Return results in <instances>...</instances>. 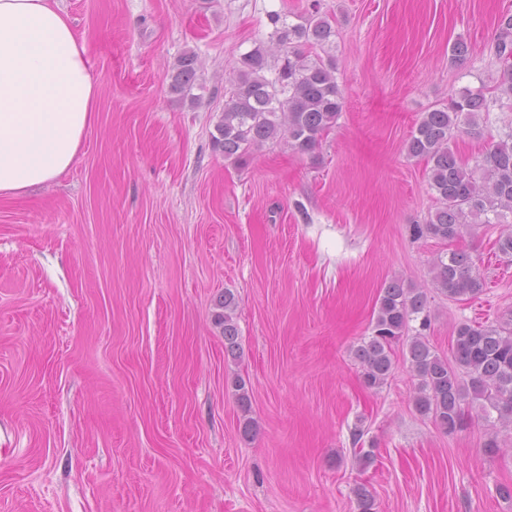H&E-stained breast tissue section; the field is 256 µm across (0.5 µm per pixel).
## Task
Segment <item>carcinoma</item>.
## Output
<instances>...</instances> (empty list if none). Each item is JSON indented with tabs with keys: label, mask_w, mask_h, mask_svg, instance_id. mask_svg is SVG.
<instances>
[{
	"label": "carcinoma",
	"mask_w": 512,
	"mask_h": 512,
	"mask_svg": "<svg viewBox=\"0 0 512 512\" xmlns=\"http://www.w3.org/2000/svg\"><path fill=\"white\" fill-rule=\"evenodd\" d=\"M274 36L287 48L274 79L264 75L267 52L257 45L242 54L236 81L224 103L212 146L235 163L246 161L266 143L288 136L298 153L309 154L336 125L344 97L336 81V63L312 59L307 51L336 35L330 17L320 13L318 0L289 24L277 13L269 15ZM494 53L505 66L503 92L512 96V15L501 18ZM198 57L181 55L169 75L170 91L186 96L197 80ZM490 112L483 89L466 88L448 104L425 112L415 124L406 152L428 168L429 188L438 207L416 228L424 234L452 241L476 224H498L512 215V134L488 145L481 174L468 168L451 148L459 133L481 136L482 114ZM431 285L450 300L477 295L483 284L470 254L451 250L434 257ZM426 293L404 285L399 278L380 290L371 332L352 349L362 367V384L369 390L384 385L394 367V346L406 336L412 316L424 311ZM215 322L222 327L224 351L238 349L233 313L236 300L224 291ZM455 365L431 349L417 334L408 344V362L418 377L417 411L445 433L464 424L466 401L477 402L486 420L512 429V310L493 323L460 324L454 338Z\"/></svg>",
	"instance_id": "cac0c4a2"
}]
</instances>
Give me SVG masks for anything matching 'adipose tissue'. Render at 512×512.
Returning <instances> with one entry per match:
<instances>
[{
	"instance_id": "ef3b65f1",
	"label": "adipose tissue",
	"mask_w": 512,
	"mask_h": 512,
	"mask_svg": "<svg viewBox=\"0 0 512 512\" xmlns=\"http://www.w3.org/2000/svg\"><path fill=\"white\" fill-rule=\"evenodd\" d=\"M96 98L86 46L56 0H0V198L71 168Z\"/></svg>"
}]
</instances>
